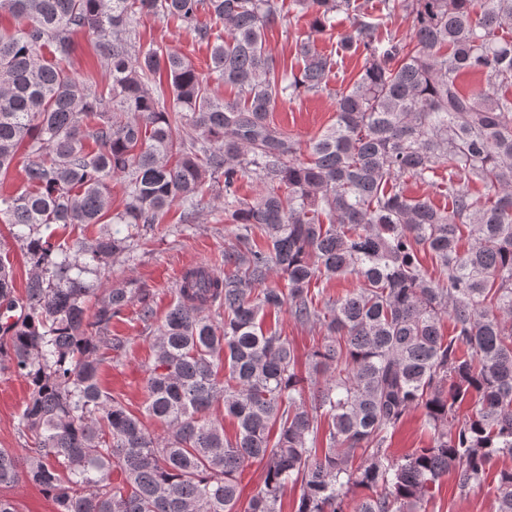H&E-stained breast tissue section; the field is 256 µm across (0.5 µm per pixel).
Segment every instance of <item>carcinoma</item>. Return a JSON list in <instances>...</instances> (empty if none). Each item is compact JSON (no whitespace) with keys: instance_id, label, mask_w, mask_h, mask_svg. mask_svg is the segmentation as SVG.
Masks as SVG:
<instances>
[{"instance_id":"1","label":"carcinoma","mask_w":512,"mask_h":512,"mask_svg":"<svg viewBox=\"0 0 512 512\" xmlns=\"http://www.w3.org/2000/svg\"><path fill=\"white\" fill-rule=\"evenodd\" d=\"M295 5L317 34L356 11V0ZM398 11L410 36L380 37ZM138 15L183 22L210 48L207 71L137 44ZM4 17L0 180L22 150L27 188L0 193V220L31 273L18 293L0 256V374L29 386L16 424L26 453L0 448V512H19L5 490L22 481L54 512H281L290 485L294 512H347L358 490L353 512H426L442 476L466 490L493 457H512V0H383L377 17H355L336 54L362 49L363 70L305 146L272 113L330 91L336 54L301 39L299 72L278 66L265 44L284 21L278 0H0ZM82 29L98 37L103 85L67 67ZM468 73L485 84L463 90ZM246 178L259 183L251 198L239 194ZM405 178L448 206L407 197ZM216 200L233 226L224 272H183L161 320L134 280L112 286V262L132 260L173 206L193 224ZM89 225L92 238L55 241L59 227ZM348 275L360 288L324 297L322 284ZM134 296L153 350L145 414L166 425L162 438L99 384L124 348L112 320ZM283 311L324 333L304 369L263 328ZM418 409L427 445L391 454ZM253 462L263 486L242 507ZM494 497L495 512H512V468Z\"/></svg>"}]
</instances>
